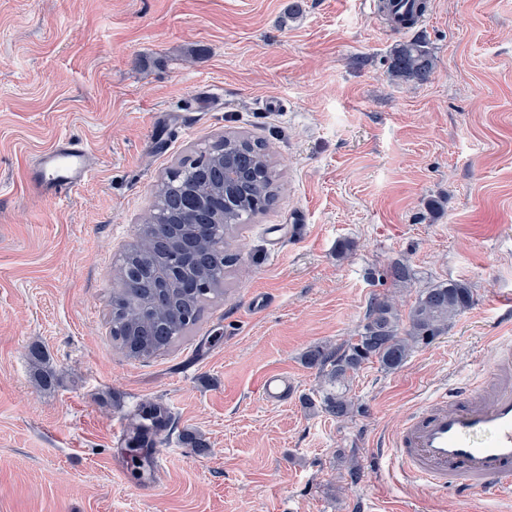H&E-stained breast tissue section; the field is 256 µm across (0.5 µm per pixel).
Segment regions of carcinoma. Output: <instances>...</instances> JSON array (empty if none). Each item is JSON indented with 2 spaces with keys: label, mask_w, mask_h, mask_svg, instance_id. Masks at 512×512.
I'll use <instances>...</instances> for the list:
<instances>
[{
  "label": "carcinoma",
  "mask_w": 512,
  "mask_h": 512,
  "mask_svg": "<svg viewBox=\"0 0 512 512\" xmlns=\"http://www.w3.org/2000/svg\"><path fill=\"white\" fill-rule=\"evenodd\" d=\"M433 67V57L426 42L415 38L396 45L389 56V76L402 82H422ZM227 150L249 156L252 178L238 195L224 203V237L259 212L267 210L277 192L276 173L263 144L243 135L227 136ZM196 162L177 170L176 179L168 180L162 194L163 204L175 205L184 197L185 181L193 177ZM156 248L148 229H142L137 243L122 255L118 271L137 263L145 250ZM224 293V282L219 278L203 288L178 300L176 311H167L161 317L147 321L137 295L131 293L123 280L112 289L110 301L112 341L127 357L147 361L166 352L200 317L203 307L212 298ZM474 301L470 285L450 280L430 286L419 294L407 317H402L389 298L376 299L370 304L366 323L355 339L335 350L315 346L303 354V362L318 369L332 391L321 399V408L346 419L354 410L349 395V381L366 362H375L386 372L400 369L411 352L432 343L448 330L451 322Z\"/></svg>",
  "instance_id": "carcinoma-1"
}]
</instances>
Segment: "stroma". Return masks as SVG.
I'll return each mask as SVG.
<instances>
[{"instance_id":"stroma-1","label":"stroma","mask_w":512,"mask_h":512,"mask_svg":"<svg viewBox=\"0 0 512 512\" xmlns=\"http://www.w3.org/2000/svg\"><path fill=\"white\" fill-rule=\"evenodd\" d=\"M427 2L434 67L405 84L387 73L403 35L358 0H0V512H512L428 491L391 451L512 333V0ZM229 133L265 144L277 199L230 239L200 321L129 359L118 258L160 180ZM64 137L97 165L45 201L26 172ZM448 280L472 307L399 370L364 364L353 417L306 407L324 389L307 350L355 338L372 299L405 314ZM272 370L295 387L279 407L259 395ZM152 404L168 420L148 491L129 442Z\"/></svg>"}]
</instances>
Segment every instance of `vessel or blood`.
I'll return each instance as SVG.
<instances>
[{
    "label": "vessel or blood",
    "instance_id": "1",
    "mask_svg": "<svg viewBox=\"0 0 512 512\" xmlns=\"http://www.w3.org/2000/svg\"><path fill=\"white\" fill-rule=\"evenodd\" d=\"M92 174V157L64 138L32 163V192L59 199ZM494 383L431 398L403 421L394 443L403 470L436 491L478 492L492 498L512 495V347L499 344ZM287 374L271 372L260 381L267 405L287 403Z\"/></svg>",
    "mask_w": 512,
    "mask_h": 512
}]
</instances>
